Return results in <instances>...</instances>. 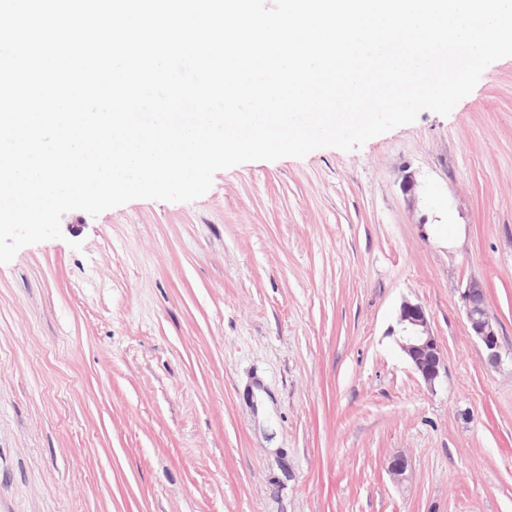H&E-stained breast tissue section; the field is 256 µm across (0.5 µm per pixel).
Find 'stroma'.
<instances>
[{
	"instance_id": "35a3bbf8",
	"label": "stroma",
	"mask_w": 512,
	"mask_h": 512,
	"mask_svg": "<svg viewBox=\"0 0 512 512\" xmlns=\"http://www.w3.org/2000/svg\"><path fill=\"white\" fill-rule=\"evenodd\" d=\"M61 230L0 264V512H512V57L449 115ZM461 300L471 335L481 343L488 363L494 365L500 360V343L496 322L487 309L486 289L476 279L469 280L461 292ZM395 342L424 383L432 388L446 372L445 357L435 338L427 312L419 303L405 300L396 316Z\"/></svg>"
}]
</instances>
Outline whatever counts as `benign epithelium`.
Here are the masks:
<instances>
[{"label":"benign epithelium","instance_id":"7a95c632","mask_svg":"<svg viewBox=\"0 0 512 512\" xmlns=\"http://www.w3.org/2000/svg\"><path fill=\"white\" fill-rule=\"evenodd\" d=\"M461 300L471 335L481 343L488 363L500 360V343L496 322L487 309L486 289L476 279L469 280L461 292ZM395 342L404 358L424 383L432 388L446 372L445 357L435 338L427 312L419 303L405 300L396 316ZM408 463L401 454L389 458L387 471L391 479L401 484L408 479Z\"/></svg>","mask_w":512,"mask_h":512}]
</instances>
